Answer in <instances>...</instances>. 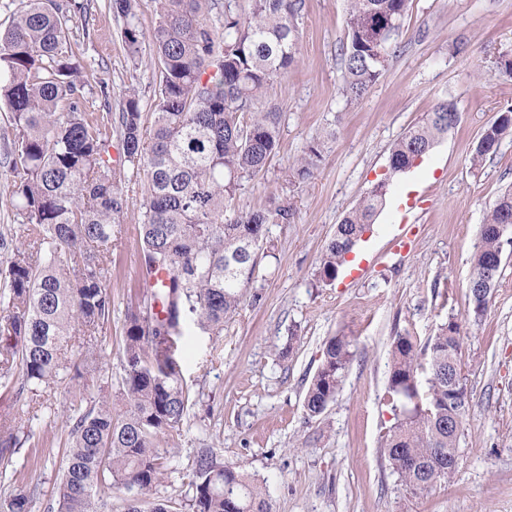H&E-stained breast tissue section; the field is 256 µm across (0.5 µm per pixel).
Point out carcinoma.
<instances>
[{"instance_id":"obj_1","label":"carcinoma","mask_w":512,"mask_h":512,"mask_svg":"<svg viewBox=\"0 0 512 512\" xmlns=\"http://www.w3.org/2000/svg\"><path fill=\"white\" fill-rule=\"evenodd\" d=\"M139 0H109L122 24L128 53L139 54L144 34ZM149 34L160 73L154 120L144 126L136 89L121 105L119 145L127 166L146 175L141 222L140 296L125 319L123 376L115 397L63 410L69 428L64 468L48 512H98L99 494L129 493L126 512H144L143 495L161 481L169 457L163 435L180 428L191 405L182 379L181 337L187 317L215 335L241 307L260 273L268 225L288 224L289 205L244 211L246 186L276 154L281 114L256 104L274 78L296 63L304 0H156ZM410 0H348V41L340 48L349 101L377 82ZM215 12L221 29L209 24ZM84 0H21L10 26L0 29V104L9 112L0 133L3 168L12 176L11 204L21 217L0 233V332L14 343L0 348V377L19 364L23 385L49 388L63 373L83 377L70 357L94 353L96 335L112 318L107 278L112 238L126 198L114 167L112 115L84 106L88 75L73 49V28L86 27ZM460 122L453 103L433 110L398 139L385 180L413 166ZM512 135V107L500 112L474 147L475 166ZM323 154L313 140L293 166L307 180ZM387 191L372 189L336 225L320 263V277L336 279L345 255L370 229ZM501 224H512V190L501 194L480 226L473 257L469 315L478 322L496 288L478 281L503 255ZM460 325L439 328L424 348L410 336L393 340L386 395L395 412L384 448L401 484L413 493L448 480L459 458L460 424L468 409L461 375ZM354 355L345 336L325 345L323 361L304 397L311 417L336 398ZM33 417L21 407L0 414V454L32 443ZM182 512H272L265 488L210 448L183 473ZM0 512H30L36 487L17 483Z\"/></svg>"}]
</instances>
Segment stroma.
I'll return each mask as SVG.
<instances>
[{
    "instance_id": "35a3bbf8",
    "label": "stroma",
    "mask_w": 512,
    "mask_h": 512,
    "mask_svg": "<svg viewBox=\"0 0 512 512\" xmlns=\"http://www.w3.org/2000/svg\"><path fill=\"white\" fill-rule=\"evenodd\" d=\"M345 0H305L299 59L270 85L261 110L282 114L277 154L243 192L241 208L290 204L287 224L268 227L271 255L238 312L215 336L187 325L190 352L182 377L193 406L181 430L161 441L173 456L148 501L178 500L181 471L198 449H213L263 483L273 512H512V256L479 323L467 318L471 260L479 226L512 187V136L480 166L470 154L497 114L512 106V76L497 69L512 50V0H411L382 76L363 98L342 94L340 48L347 40ZM92 71L85 107L119 114L127 88L152 122L157 70L150 43L131 58L105 0H88ZM110 101H103L100 83ZM454 102L458 126L409 172L391 180L372 229L348 254L332 283L318 277L328 240L346 212L386 178L392 144L440 100ZM324 160L312 179L290 177L312 139ZM145 175L125 168L127 199L112 247L107 285L112 319L87 356L85 390L69 378L35 400L37 454L0 458V473H35L32 512H47L63 466L68 429L59 412L75 394L114 393L121 373L124 320L139 286V238ZM461 325L460 361L470 395L456 471L437 489L406 492L383 439L394 422L385 387L396 336L425 343L448 319ZM345 336L358 350L336 399L319 416L304 407L325 342ZM288 357H280L283 346Z\"/></svg>"
}]
</instances>
